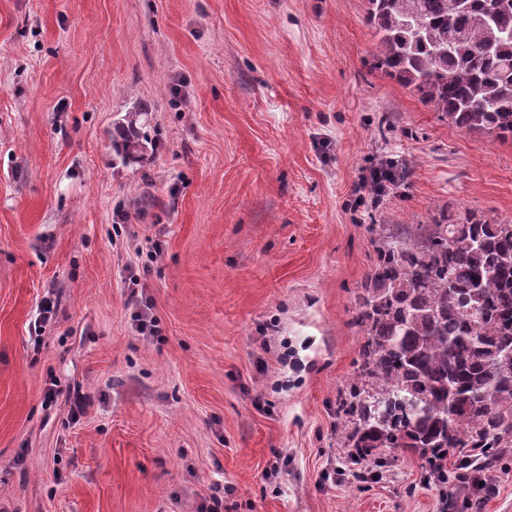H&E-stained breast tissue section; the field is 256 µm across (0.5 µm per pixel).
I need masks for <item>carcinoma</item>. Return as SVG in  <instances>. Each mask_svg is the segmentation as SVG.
<instances>
[{
    "mask_svg": "<svg viewBox=\"0 0 512 512\" xmlns=\"http://www.w3.org/2000/svg\"><path fill=\"white\" fill-rule=\"evenodd\" d=\"M376 63L465 132L512 136V0H368ZM142 107L115 122L126 164L148 149ZM362 364L339 403L351 457L404 448L450 483L512 449V224L448 212L379 234L357 294Z\"/></svg>",
    "mask_w": 512,
    "mask_h": 512,
    "instance_id": "obj_1",
    "label": "carcinoma"
}]
</instances>
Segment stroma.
I'll return each mask as SVG.
<instances>
[{
  "label": "stroma",
  "instance_id": "stroma-1",
  "mask_svg": "<svg viewBox=\"0 0 512 512\" xmlns=\"http://www.w3.org/2000/svg\"><path fill=\"white\" fill-rule=\"evenodd\" d=\"M367 9L0 0V512H512V451L450 497L415 455L348 458L378 227L512 223V137L375 69ZM136 102L157 141L123 166Z\"/></svg>",
  "mask_w": 512,
  "mask_h": 512
}]
</instances>
